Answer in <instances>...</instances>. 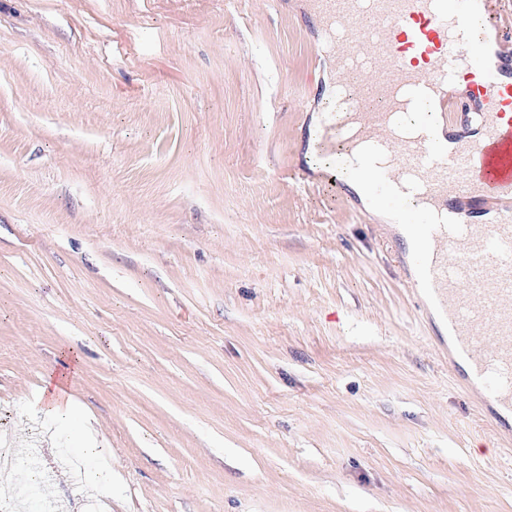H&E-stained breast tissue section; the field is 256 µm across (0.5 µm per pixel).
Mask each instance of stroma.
<instances>
[{
	"label": "stroma",
	"mask_w": 512,
	"mask_h": 512,
	"mask_svg": "<svg viewBox=\"0 0 512 512\" xmlns=\"http://www.w3.org/2000/svg\"><path fill=\"white\" fill-rule=\"evenodd\" d=\"M307 9L0 0V443L49 468L91 418L111 512H512V445L382 219L307 159ZM82 477L0 476V502ZM61 359L64 362V369L51 370L44 381L45 406L48 408V413L54 416L71 408V403L65 398L66 393L60 390V379L73 370V364L78 360V356L70 349L69 352L62 353Z\"/></svg>",
	"instance_id": "obj_1"
}]
</instances>
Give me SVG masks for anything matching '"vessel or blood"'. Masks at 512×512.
Masks as SVG:
<instances>
[{
	"mask_svg": "<svg viewBox=\"0 0 512 512\" xmlns=\"http://www.w3.org/2000/svg\"><path fill=\"white\" fill-rule=\"evenodd\" d=\"M496 0H310L337 68L359 76L342 120L322 123L318 147L342 140L377 197L417 193L410 231L423 265L416 282L448 324L466 383L489 386L492 424L512 416V32ZM481 17L485 34L471 30ZM472 125L415 132L400 113L422 102ZM495 221L473 220L486 199Z\"/></svg>",
	"mask_w": 512,
	"mask_h": 512,
	"instance_id": "1",
	"label": "vessel or blood"
}]
</instances>
